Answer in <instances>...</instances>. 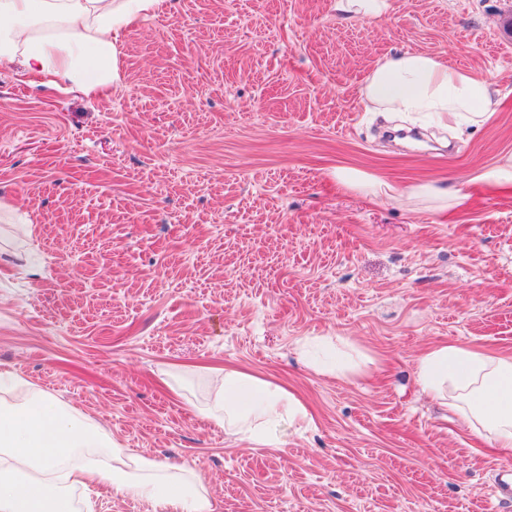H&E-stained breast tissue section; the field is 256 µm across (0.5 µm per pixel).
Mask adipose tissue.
I'll return each instance as SVG.
<instances>
[{
  "label": "adipose tissue",
  "mask_w": 512,
  "mask_h": 512,
  "mask_svg": "<svg viewBox=\"0 0 512 512\" xmlns=\"http://www.w3.org/2000/svg\"><path fill=\"white\" fill-rule=\"evenodd\" d=\"M162 0H0V69H19L60 91L97 97L121 88L118 43ZM362 94L377 111L425 115L456 129L487 122L497 110L495 82L485 73L449 65L430 51H409L377 62ZM336 180L365 190L386 204L427 197L464 204L466 189L434 184L409 192L353 168ZM421 390L454 412L474 433L512 447V357L463 347L431 348L418 362ZM211 418L225 432L255 444L269 443V429L286 420L306 424L310 415L287 388L233 367L216 378ZM111 448L110 466L87 461L66 465L83 448ZM102 483L114 493L160 504L164 512H214L211 498L173 466L139 459L112 447L98 430L81 424L49 394L25 391L0 371V512H70L66 487Z\"/></svg>",
  "instance_id": "ef3b65f1"
}]
</instances>
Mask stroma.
Masks as SVG:
<instances>
[{
  "label": "stroma",
  "instance_id": "35a3bbf8",
  "mask_svg": "<svg viewBox=\"0 0 512 512\" xmlns=\"http://www.w3.org/2000/svg\"><path fill=\"white\" fill-rule=\"evenodd\" d=\"M512 0H164L122 33L119 92L0 70V369L127 454L196 475L215 512H512V450L417 383L440 345L512 355V191L396 206L340 167L459 187L512 157ZM493 75L478 128L374 111L407 51ZM41 270L25 271L29 258ZM288 387L312 422L276 442L204 412L215 368ZM334 7L350 19L378 20L386 14L389 0H335Z\"/></svg>",
  "mask_w": 512,
  "mask_h": 512
}]
</instances>
